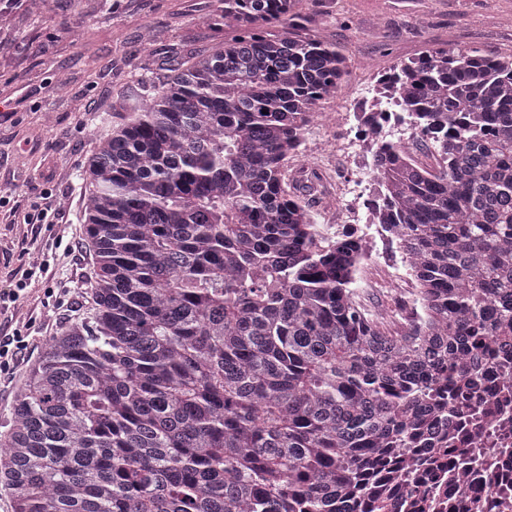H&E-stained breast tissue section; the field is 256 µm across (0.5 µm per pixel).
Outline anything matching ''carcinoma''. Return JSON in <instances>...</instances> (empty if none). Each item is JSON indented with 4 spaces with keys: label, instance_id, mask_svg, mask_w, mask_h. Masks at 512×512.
I'll use <instances>...</instances> for the list:
<instances>
[{
    "label": "carcinoma",
    "instance_id": "1",
    "mask_svg": "<svg viewBox=\"0 0 512 512\" xmlns=\"http://www.w3.org/2000/svg\"><path fill=\"white\" fill-rule=\"evenodd\" d=\"M296 2L224 0L241 34L143 83L96 137L93 306L15 401L13 512H374L404 449L450 426L418 416L456 366L512 352V54L430 48L383 73L432 159L376 156L419 283L392 334L355 300L356 246L285 180L346 73L295 32Z\"/></svg>",
    "mask_w": 512,
    "mask_h": 512
}]
</instances>
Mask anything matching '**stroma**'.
Listing matches in <instances>:
<instances>
[{
    "label": "stroma",
    "instance_id": "stroma-1",
    "mask_svg": "<svg viewBox=\"0 0 512 512\" xmlns=\"http://www.w3.org/2000/svg\"><path fill=\"white\" fill-rule=\"evenodd\" d=\"M223 7V0H47L35 17L14 0H0V195L24 210L51 190L64 217L42 230L43 250L13 256L21 270L48 261L57 284L42 295L40 322H31L25 307L14 312L12 326L26 346L15 370L0 373V436L51 332L86 317L91 306L88 281L75 269L92 267L81 187L96 134L127 122L117 100L143 74L163 80L175 61L234 38ZM148 27L154 38L146 47L141 34ZM299 32L341 50L344 83L353 86L371 70L433 47L511 50L512 0H303ZM90 57L97 62L92 73ZM43 322L51 332L40 331Z\"/></svg>",
    "mask_w": 512,
    "mask_h": 512
}]
</instances>
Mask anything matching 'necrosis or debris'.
Wrapping results in <instances>:
<instances>
[{"label": "necrosis or debris", "mask_w": 512, "mask_h": 512, "mask_svg": "<svg viewBox=\"0 0 512 512\" xmlns=\"http://www.w3.org/2000/svg\"><path fill=\"white\" fill-rule=\"evenodd\" d=\"M312 127L326 142L300 153L299 163L328 174L346 169L328 195L327 228L359 241L357 277H366L371 261L379 258L387 287H408L410 279L396 258L377 250L378 244L394 242L395 229L387 220L388 194L375 158L384 150L415 158L423 125L406 112L392 83L374 82L346 89L341 106L319 113ZM443 409L454 412L453 425L425 446L427 461L414 477L413 512H512L502 498L503 492L512 493V353L487 360L476 384L457 388ZM453 448L474 459L458 485L448 480Z\"/></svg>", "instance_id": "4bbe7bcc"}]
</instances>
